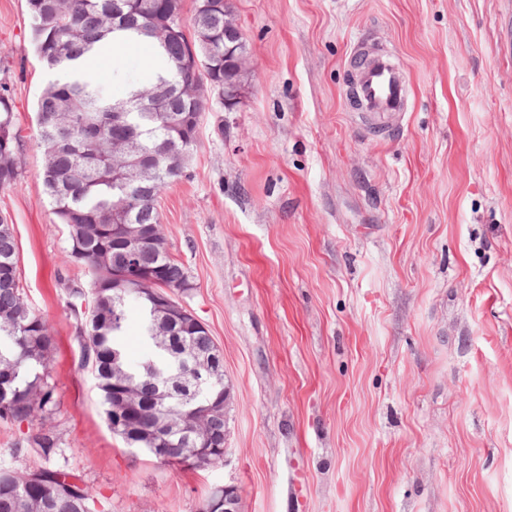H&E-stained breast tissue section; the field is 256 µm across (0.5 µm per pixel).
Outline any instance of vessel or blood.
<instances>
[{
	"instance_id": "1",
	"label": "vessel or blood",
	"mask_w": 512,
	"mask_h": 512,
	"mask_svg": "<svg viewBox=\"0 0 512 512\" xmlns=\"http://www.w3.org/2000/svg\"><path fill=\"white\" fill-rule=\"evenodd\" d=\"M357 72L358 92L365 111L389 119L400 115L405 107L407 89L399 63L391 54L370 48Z\"/></svg>"
}]
</instances>
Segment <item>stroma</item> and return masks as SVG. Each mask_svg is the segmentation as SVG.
I'll use <instances>...</instances> for the list:
<instances>
[{
  "mask_svg": "<svg viewBox=\"0 0 512 512\" xmlns=\"http://www.w3.org/2000/svg\"><path fill=\"white\" fill-rule=\"evenodd\" d=\"M241 98L211 96L158 211L224 354V461L171 466L125 447L81 365L67 230L39 179L48 74L25 0H0V88L23 130L0 187L20 280L55 338V411L0 423V467H64L107 512H512V0H233ZM401 64L388 131L346 92L358 39ZM143 52L100 76L145 80ZM47 431L59 454L27 444ZM222 490V497L220 496V490L216 489L206 500L203 505V508L201 509V512H240L241 511V505L239 496L236 492V490L232 487L224 486L219 487ZM219 498L211 508L207 511V505L214 501L215 499Z\"/></svg>",
  "mask_w": 512,
  "mask_h": 512,
  "instance_id": "obj_1",
  "label": "stroma"
}]
</instances>
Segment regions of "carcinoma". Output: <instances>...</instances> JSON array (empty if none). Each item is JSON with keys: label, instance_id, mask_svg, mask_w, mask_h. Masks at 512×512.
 Wrapping results in <instances>:
<instances>
[{"label": "carcinoma", "instance_id": "cac0c4a2", "mask_svg": "<svg viewBox=\"0 0 512 512\" xmlns=\"http://www.w3.org/2000/svg\"><path fill=\"white\" fill-rule=\"evenodd\" d=\"M191 31L182 18V0H26L31 41L50 79L36 100L37 137L43 150L40 178L58 223L68 226L69 261L90 276L93 318L84 320L90 340L96 387L107 423H112V356L125 358L121 346L128 327V308L138 307L142 335L155 353L126 369L128 384L140 391L141 409L130 429L118 434L128 448L153 456L146 442L161 422L156 391L170 393L168 408L184 414L205 411L224 396V377L197 384L189 373L195 354L216 348L196 316L166 326L158 316L159 295L172 286L186 294L194 284L169 246H146L129 258L112 229L124 226L167 242L156 207L158 198L183 174L197 145L203 112L210 94L224 95V82L237 74L224 59V27L233 19L224 0H194ZM115 46L152 45L146 61L151 75L121 99L109 97L78 61L107 39ZM9 95L0 93V186L21 176L23 136ZM143 167L136 184L122 176L132 164ZM20 279L17 245L7 218L0 216V358L11 362L8 378H0V422L20 424L27 417L53 414L54 387L47 367L54 347L44 316L31 306ZM167 329L171 341L157 345L153 336ZM227 424L224 409L209 414V423L191 444L167 450V463L186 465L188 448H202L220 458L222 443L211 438ZM31 443L41 456L57 452L56 438L37 433ZM46 497L66 512L78 496L95 508L90 490L63 467L47 470ZM17 472L0 468V512H15L23 495Z\"/></svg>", "mask_w": 512, "mask_h": 512}]
</instances>
